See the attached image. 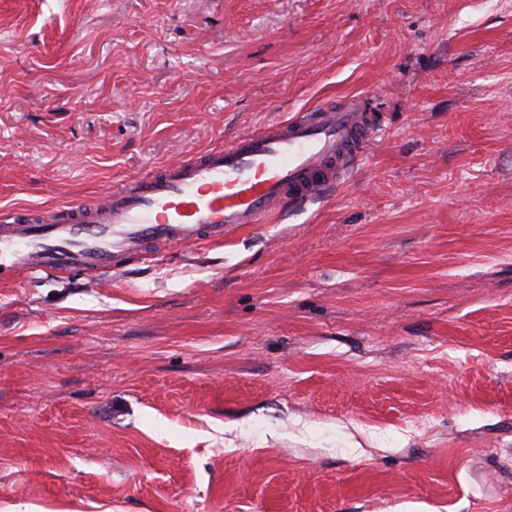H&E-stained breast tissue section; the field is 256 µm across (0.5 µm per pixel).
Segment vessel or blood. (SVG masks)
Here are the masks:
<instances>
[{
  "label": "vessel or blood",
  "mask_w": 512,
  "mask_h": 512,
  "mask_svg": "<svg viewBox=\"0 0 512 512\" xmlns=\"http://www.w3.org/2000/svg\"><path fill=\"white\" fill-rule=\"evenodd\" d=\"M366 100L346 96L164 164L90 205L0 213V284L82 275L103 283L136 263L221 243L321 198L372 144Z\"/></svg>",
  "instance_id": "vessel-or-blood-1"
}]
</instances>
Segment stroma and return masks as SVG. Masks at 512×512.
I'll return each mask as SVG.
<instances>
[{
    "label": "stroma",
    "mask_w": 512,
    "mask_h": 512,
    "mask_svg": "<svg viewBox=\"0 0 512 512\" xmlns=\"http://www.w3.org/2000/svg\"><path fill=\"white\" fill-rule=\"evenodd\" d=\"M347 94L325 199L0 287V505L512 512V0H0V208Z\"/></svg>",
    "instance_id": "1"
}]
</instances>
